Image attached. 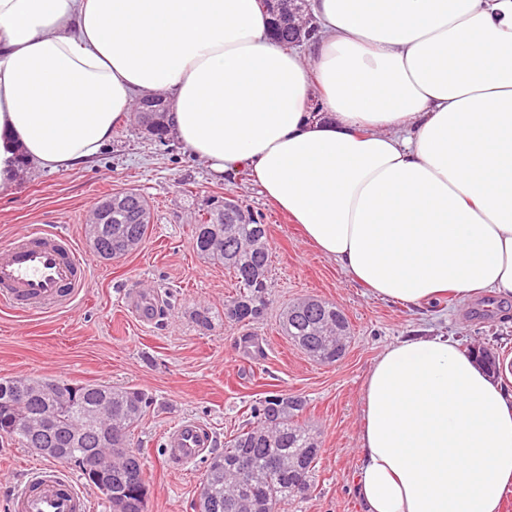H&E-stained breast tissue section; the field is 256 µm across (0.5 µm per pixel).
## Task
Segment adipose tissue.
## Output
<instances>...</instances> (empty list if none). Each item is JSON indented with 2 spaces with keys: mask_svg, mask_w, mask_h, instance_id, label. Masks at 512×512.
<instances>
[{
  "mask_svg": "<svg viewBox=\"0 0 512 512\" xmlns=\"http://www.w3.org/2000/svg\"><path fill=\"white\" fill-rule=\"evenodd\" d=\"M310 58L256 0H0V194L66 170L136 99L226 180L248 171L377 298L512 302V0H312ZM361 512H501L512 386L444 335L374 361Z\"/></svg>",
  "mask_w": 512,
  "mask_h": 512,
  "instance_id": "obj_1",
  "label": "adipose tissue"
}]
</instances>
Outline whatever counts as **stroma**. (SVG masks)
<instances>
[{
  "label": "stroma",
  "instance_id": "obj_1",
  "mask_svg": "<svg viewBox=\"0 0 512 512\" xmlns=\"http://www.w3.org/2000/svg\"><path fill=\"white\" fill-rule=\"evenodd\" d=\"M128 189L148 200L152 230L131 254L99 259L86 243L85 218L103 195ZM224 195L238 198L269 228V303L248 326L225 321L235 281L223 266L201 259L191 241L203 200ZM40 225L74 238L90 260L89 280L74 305L54 315L0 308V376L103 382L152 395L154 404L133 434L150 485L148 512H191L205 477L207 459L180 470L166 464L165 436L180 419L195 418L209 429L215 455L265 392L305 396L304 418L319 434L323 453L310 495L291 501L288 512H360L353 477L362 390L387 346L428 332L494 344L512 374L511 306L483 296L407 309L373 297L319 254L248 173L231 182L219 178L175 138L155 140L133 117L91 160L69 170H33L12 195L0 196V244ZM142 288L154 290L159 317L143 319L136 312L135 294ZM305 297L335 303L350 320V346L335 364L309 360L279 331L283 309ZM202 309L209 311L211 327L196 322ZM44 462L0 438V512H7L8 492L24 472Z\"/></svg>",
  "mask_w": 512,
  "mask_h": 512
}]
</instances>
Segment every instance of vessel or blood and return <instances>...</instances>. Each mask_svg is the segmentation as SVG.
Segmentation results:
<instances>
[{"label": "vessel or blood", "mask_w": 512, "mask_h": 512, "mask_svg": "<svg viewBox=\"0 0 512 512\" xmlns=\"http://www.w3.org/2000/svg\"><path fill=\"white\" fill-rule=\"evenodd\" d=\"M89 263L74 239L53 228L26 231L0 247V305L26 314L69 308L85 288ZM165 454L171 465L194 462L208 446L198 423L186 418L168 433ZM9 512H90L87 495L61 467H34L12 488Z\"/></svg>", "instance_id": "obj_1"}]
</instances>
